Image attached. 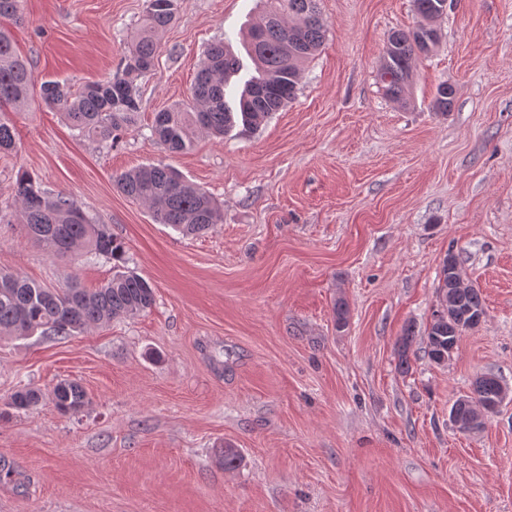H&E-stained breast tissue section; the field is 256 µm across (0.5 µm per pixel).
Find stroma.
Listing matches in <instances>:
<instances>
[{"label":"stroma","instance_id":"1","mask_svg":"<svg viewBox=\"0 0 512 512\" xmlns=\"http://www.w3.org/2000/svg\"><path fill=\"white\" fill-rule=\"evenodd\" d=\"M145 8L25 0L0 26L37 81L79 86L116 71ZM260 11L179 0L138 81V121L112 146L37 99L12 113L0 215L23 171L73 193L155 303L66 339H0V512H512V402L470 433L450 419L477 376L512 386V0H449L403 103L377 68L390 32L419 24L413 0H319L326 39L294 101L258 130L162 149L154 114L187 100L208 45L230 41L241 78L252 73L240 34ZM443 83L455 88L444 114ZM149 163L211 193L222 223L185 238L125 197L115 176ZM450 251L486 315L438 365L425 331ZM0 270L50 288L113 274L2 223ZM63 379L87 393L79 414L49 398ZM23 387L43 400L5 414ZM224 448L240 450L236 468L217 463Z\"/></svg>","mask_w":512,"mask_h":512}]
</instances>
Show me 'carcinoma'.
Wrapping results in <instances>:
<instances>
[{"instance_id":"1","label":"carcinoma","mask_w":512,"mask_h":512,"mask_svg":"<svg viewBox=\"0 0 512 512\" xmlns=\"http://www.w3.org/2000/svg\"><path fill=\"white\" fill-rule=\"evenodd\" d=\"M23 0H0L1 19H19ZM422 23L413 30H395L387 41L378 76L386 96L406 100L413 61L437 44L440 21L447 14L448 0H413ZM178 0H147L146 14L123 65L112 76L90 81L76 89L68 82L48 80L36 85L27 62L20 57L8 30L0 27V151L16 148L15 127L8 113L29 104L34 87L41 102L58 110L80 134L110 146L119 132L135 125L140 111L137 80L152 68L158 50L156 35L176 17ZM325 39L317 0H264V10L247 35V49L256 75L244 85L237 108L226 100L230 75L239 70L238 59L224 42L209 45L195 75L189 102L155 114L152 136L170 152H183L193 145L194 135L222 137L236 121L256 130L275 112L296 98L300 71ZM455 90L441 85L434 100L439 112L450 110ZM126 197L149 207L155 220L185 236H201L220 221L214 198L185 180L176 170L148 164L115 177ZM18 223L48 254L67 257L79 250L113 262L117 271L101 287L89 291L76 283L66 288H47L17 274L0 272V337H67L112 319L150 309L154 288L134 271L121 270L125 248L107 225L96 223L71 193L50 194L28 173L16 181ZM458 260L453 252L444 257L436 298L447 309H434L427 331V354L435 362L455 350L464 332L476 328L486 311L478 289L460 285ZM411 329L397 340L398 363L409 369ZM502 380L485 374L476 378L469 395L451 408L455 420L475 419V409L498 397ZM37 389H21L10 396L6 407L17 412L38 404ZM51 400L64 414H77L88 405L87 394L76 381L54 386Z\"/></svg>"}]
</instances>
